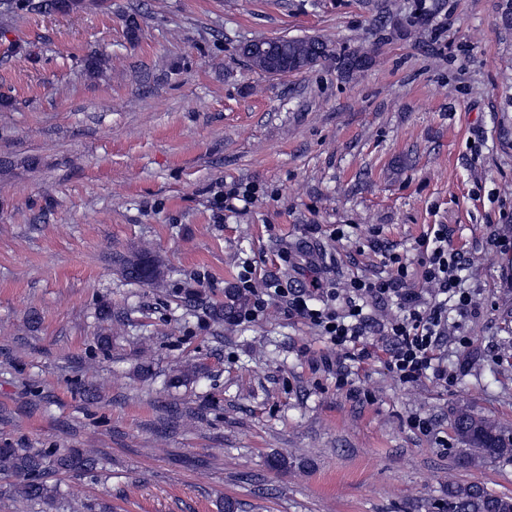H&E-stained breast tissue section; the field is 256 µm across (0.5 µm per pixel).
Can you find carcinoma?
<instances>
[{"label": "carcinoma", "mask_w": 512, "mask_h": 512, "mask_svg": "<svg viewBox=\"0 0 512 512\" xmlns=\"http://www.w3.org/2000/svg\"><path fill=\"white\" fill-rule=\"evenodd\" d=\"M65 0H0V14L60 12ZM282 57L278 71L300 72L323 62L336 60V65L347 73L357 71L346 66L350 58L370 59L369 53L357 52L336 57L328 45L311 37H279L273 39ZM115 263L131 282L149 283L161 278L160 262L144 254L119 256ZM235 306V296L228 303L212 304L210 316L217 324L224 323ZM202 374L197 365L179 366L172 370L165 382L168 388L187 387ZM452 428L457 449L456 463L461 468L476 467L487 460L512 457V436L501 432L488 417L459 406L453 412ZM101 469L100 460L91 452L80 448H16L6 442L0 446V474L13 478L4 494L33 506L40 512H57L72 502H62L58 484L50 482L57 474L75 476L94 474ZM444 512H512V496L491 494L477 484L448 483V502Z\"/></svg>", "instance_id": "carcinoma-1"}]
</instances>
